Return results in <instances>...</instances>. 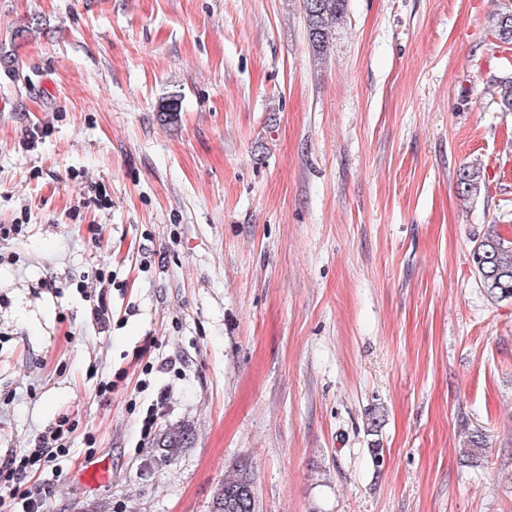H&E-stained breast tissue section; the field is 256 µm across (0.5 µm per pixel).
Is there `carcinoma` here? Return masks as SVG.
<instances>
[{"label":"carcinoma","mask_w":512,"mask_h":512,"mask_svg":"<svg viewBox=\"0 0 512 512\" xmlns=\"http://www.w3.org/2000/svg\"><path fill=\"white\" fill-rule=\"evenodd\" d=\"M303 9L309 29V37L315 55L323 53L334 37L335 25L346 15L347 0H303ZM497 38L504 43H512V12L497 16L495 23ZM499 106L512 112V76L496 83ZM458 193L463 197L477 196L481 192L482 177L479 167L465 165L459 168L456 179ZM472 263L480 284L488 300L497 304L512 299V242L505 240L491 225L472 249ZM192 432L185 426H172L165 430L159 447L169 459L177 456L187 445ZM487 447L482 432L467 433L461 454L468 460H476L485 453ZM253 482L243 465L224 472V482L213 501V512H224V500L230 491Z\"/></svg>","instance_id":"carcinoma-1"}]
</instances>
